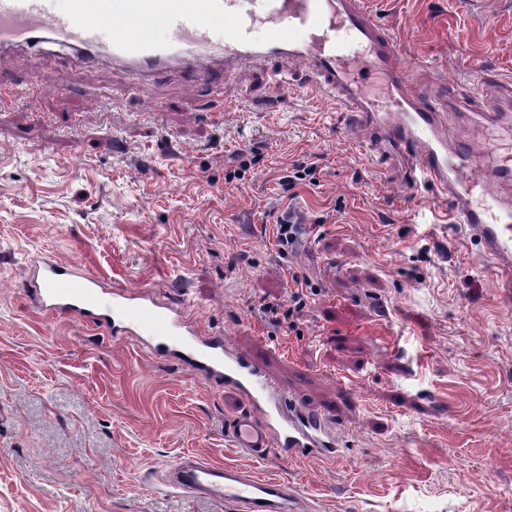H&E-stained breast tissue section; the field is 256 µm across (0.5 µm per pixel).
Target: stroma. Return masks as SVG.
<instances>
[{
  "instance_id": "35a3bbf8",
  "label": "stroma",
  "mask_w": 512,
  "mask_h": 512,
  "mask_svg": "<svg viewBox=\"0 0 512 512\" xmlns=\"http://www.w3.org/2000/svg\"><path fill=\"white\" fill-rule=\"evenodd\" d=\"M370 2L398 66L469 138L512 81V0ZM25 56L43 94L0 107V512H230L159 484L183 455L286 482L304 512H512V300L347 112L262 63L219 92L172 64L135 92L108 55ZM301 161L309 178L288 183ZM289 205L303 234L283 251ZM41 254L187 299L201 332L332 412L343 457L231 446L234 395L33 307ZM297 278L310 290L285 337L260 306L287 307Z\"/></svg>"
}]
</instances>
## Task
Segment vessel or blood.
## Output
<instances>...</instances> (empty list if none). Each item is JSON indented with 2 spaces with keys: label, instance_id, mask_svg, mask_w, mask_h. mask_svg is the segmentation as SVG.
Masks as SVG:
<instances>
[{
  "label": "vessel or blood",
  "instance_id": "b4317fda",
  "mask_svg": "<svg viewBox=\"0 0 512 512\" xmlns=\"http://www.w3.org/2000/svg\"><path fill=\"white\" fill-rule=\"evenodd\" d=\"M102 0H0V52L40 43L43 37L89 58L110 53L142 77L172 61L192 75H232L241 62L288 59L322 96L343 105L356 125L374 130L376 154L407 163L408 181L429 186L445 203L465 238L494 270V285L512 296V201L491 182L512 181V150L492 155L491 178L474 171L475 149L448 144L440 131L444 110L415 88L396 66L400 48L373 16L366 0H112L115 30L103 37L93 17ZM167 28L155 40L152 27ZM264 28L255 40V28ZM223 29L215 38V29ZM363 53L368 73L389 74L387 99L362 96L349 61ZM27 287L43 312L72 316L113 339H135L158 359L174 361L199 380L235 392L244 408L224 426L235 447L255 458L333 462L343 455L332 415L295 401L252 351L223 333L205 335L186 303L153 287H118L77 265L38 258ZM160 482L170 490L229 505L233 512H298L300 495L287 483L255 477L233 465L179 457Z\"/></svg>",
  "mask_w": 512,
  "mask_h": 512
}]
</instances>
